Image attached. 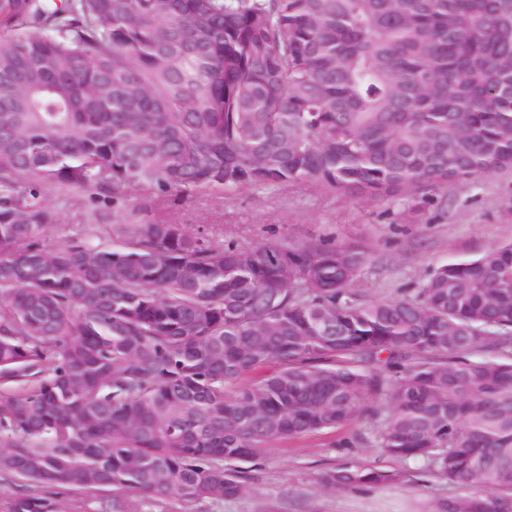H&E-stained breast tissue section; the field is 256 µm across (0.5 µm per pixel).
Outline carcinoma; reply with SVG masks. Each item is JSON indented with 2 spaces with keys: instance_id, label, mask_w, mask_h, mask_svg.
<instances>
[{
  "instance_id": "cac0c4a2",
  "label": "carcinoma",
  "mask_w": 512,
  "mask_h": 512,
  "mask_svg": "<svg viewBox=\"0 0 512 512\" xmlns=\"http://www.w3.org/2000/svg\"><path fill=\"white\" fill-rule=\"evenodd\" d=\"M502 171L512 0H0V476L26 487L0 512H58L56 489L110 512L235 498L242 465L381 392L380 456L459 490L426 512H512V242L365 302L354 243L158 221L45 243L65 188L383 199Z\"/></svg>"
}]
</instances>
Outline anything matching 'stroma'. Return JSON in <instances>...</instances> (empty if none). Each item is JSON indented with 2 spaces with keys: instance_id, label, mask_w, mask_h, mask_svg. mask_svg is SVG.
<instances>
[{
  "instance_id": "obj_1",
  "label": "stroma",
  "mask_w": 512,
  "mask_h": 512,
  "mask_svg": "<svg viewBox=\"0 0 512 512\" xmlns=\"http://www.w3.org/2000/svg\"><path fill=\"white\" fill-rule=\"evenodd\" d=\"M93 191L63 189L47 195L58 222L48 245L83 233ZM110 223L100 225L91 244H121L130 219L162 217L201 231L211 243L235 241L254 248L275 240L358 241L370 258L355 284L359 299L413 293L436 268L475 258L512 242V172L479 178L445 190L413 191L385 199L347 197L317 187L248 186L222 193L160 197L138 187L117 189L107 200ZM385 395L371 397L349 426L277 441L251 469L234 500L185 504L143 498L141 512H422L430 500L451 495L448 484L421 465H410L406 483L362 492L321 486V473L354 461L377 465L376 432L388 414Z\"/></svg>"
}]
</instances>
